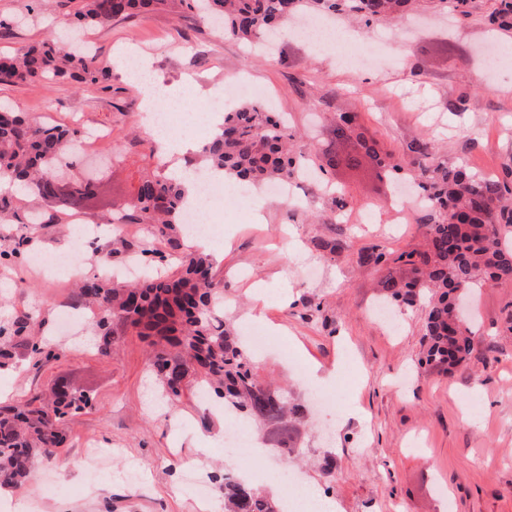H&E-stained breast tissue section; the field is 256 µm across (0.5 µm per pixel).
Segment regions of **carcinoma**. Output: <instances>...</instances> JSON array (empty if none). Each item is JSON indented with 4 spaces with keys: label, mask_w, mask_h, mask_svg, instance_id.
Here are the masks:
<instances>
[{
    "label": "carcinoma",
    "mask_w": 512,
    "mask_h": 512,
    "mask_svg": "<svg viewBox=\"0 0 512 512\" xmlns=\"http://www.w3.org/2000/svg\"><path fill=\"white\" fill-rule=\"evenodd\" d=\"M170 0H68L75 27L105 26L135 15L161 10ZM490 24L512 30V0H494ZM449 7L460 20L473 14V0H191L187 21L216 18L224 33L259 44L275 28H282L299 12L350 15L365 26L406 17L428 5ZM112 74L96 64V53L85 52L59 34H51L0 58V84L21 85L39 79H73L110 88ZM77 131L39 124L13 106H0V181L17 183L43 199L62 198L71 211L90 207L92 196L82 181L65 180L71 165ZM378 173L388 175L398 166L376 143L361 144ZM424 181L427 214L420 248L396 258L376 249L361 255L367 265L387 269L378 287L393 301L414 306L430 295L425 307V361L448 372L465 363L472 344L467 328L454 320L457 292L476 285L512 284V187L498 177L472 173L464 165L429 160L425 141L408 145ZM202 161L222 170L241 184L257 185L286 180L305 160L288 147L282 118L258 103H245L224 113V120L203 148ZM360 154L329 156L319 170L339 165L354 168ZM138 203L122 210L123 224H149L151 238L137 244L121 241L125 251L160 261L178 260L169 273L148 276L137 283L84 280L81 296L101 313V352L110 353L118 330L133 329L150 340V373L165 396L174 400L188 387H200L224 400V406L259 425L288 430L293 439L305 407L287 399L285 390L257 374L242 337L224 321V289L210 260L186 253L178 231L185 188L167 171L156 168L139 177ZM27 321L8 329L0 326V356L9 354L6 336L21 335ZM89 405L88 397L64 387L50 403L34 408L0 407V487L24 483L36 457L48 454L64 440L60 425L65 416ZM224 512H280L276 502L226 470L222 476Z\"/></svg>",
    "instance_id": "1"
}]
</instances>
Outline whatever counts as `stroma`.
I'll list each match as a JSON object with an SVG mask.
<instances>
[{
	"label": "stroma",
	"mask_w": 512,
	"mask_h": 512,
	"mask_svg": "<svg viewBox=\"0 0 512 512\" xmlns=\"http://www.w3.org/2000/svg\"><path fill=\"white\" fill-rule=\"evenodd\" d=\"M493 3L482 0L463 23L429 14L416 27H384L393 54L362 71L338 64L334 48L311 49L289 36L268 60L205 22L185 39L157 47L159 35L170 34L176 23L181 7L175 4L87 28L99 66L112 70L110 90L36 80L0 85V100L30 116L49 102L60 123L78 116L84 127L111 132V158L77 157L69 170L74 177L104 174L105 204L85 214L99 225L100 237L72 257L90 275L117 237L110 210L128 205L131 182L157 161V144L139 119L140 91L113 65L131 39H139L165 83L193 80L196 100L183 107L185 138L204 137L200 107H211L225 80L240 74L287 116L296 151L314 164L352 151L364 137L409 174L407 145L425 140L436 160L500 177L512 167V53L489 81L476 53L487 41L512 45V33L487 25ZM31 5L0 0V19L13 22L10 35L0 37V56L69 19L68 7L41 12ZM341 112L358 115L343 139L333 121ZM335 187L351 198L349 212L337 214ZM301 188L312 196L309 207L292 208L259 188L213 213L221 227L211 243L221 253L215 267L224 278V318L239 329L249 324L259 303L255 291L265 288L260 303L279 331L256 365L308 407L292 448L281 445L274 427H259L264 461L253 466L254 485L281 490L280 461L296 452L306 459L295 468L296 481L329 497L334 512H512V285L468 289L469 360L451 373L428 365L422 358L424 305L398 308L395 330L375 319L371 310L383 300L376 288L381 271L360 261L375 246L395 255L416 247L424 208L403 207L396 185L378 178L368 160L356 169L327 171L320 181L306 179ZM34 210L42 223H28ZM73 230L72 214L59 203L17 193L0 216V251L25 237L31 249L64 252ZM322 240L334 241L335 252L319 249ZM63 306L85 309L66 274L0 265V324L26 319L27 335L56 352L46 361L18 346L13 361L0 366V403L25 405L62 385L93 397L90 408L66 419L64 446L36 460L30 480L11 488L0 512H224L217 477L238 467L224 447L232 416L192 388L168 402L166 412H156L146 341L129 333L103 355L95 325L64 332L57 319ZM314 389L336 394L335 406L313 405ZM131 464L140 480L126 477Z\"/></svg>",
	"instance_id": "1"
}]
</instances>
